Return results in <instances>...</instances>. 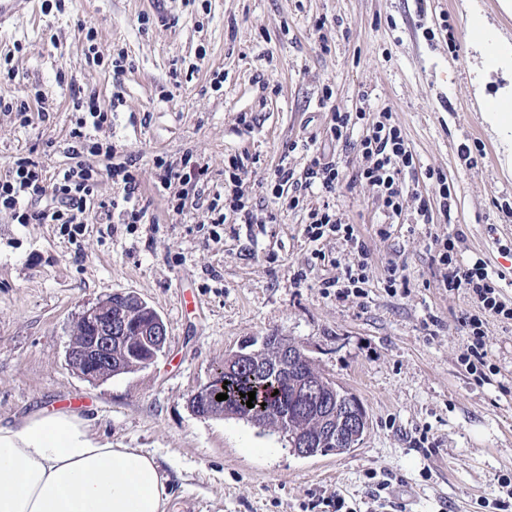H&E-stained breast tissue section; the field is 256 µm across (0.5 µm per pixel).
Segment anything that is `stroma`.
<instances>
[{
  "label": "stroma",
  "instance_id": "1",
  "mask_svg": "<svg viewBox=\"0 0 512 512\" xmlns=\"http://www.w3.org/2000/svg\"><path fill=\"white\" fill-rule=\"evenodd\" d=\"M471 10L512 39L503 0H64L1 28L0 61L11 58L14 74L0 75V97L39 95L53 110L30 112L26 125L0 112V174L19 156L50 176L68 167L80 127L132 159L155 221L132 230L94 208L72 241L57 225L0 211V421L83 401L97 436L154 454L171 512H325L338 495L367 512L371 470L392 475L386 495L397 512H476L478 500L505 498L512 325L489 321L499 373L473 381L459 361V318L473 305L465 290L444 288L434 261V238L463 232L460 261L502 274L512 304V163L471 85ZM78 93L112 105L111 125H89L73 107ZM384 109L415 154L406 182L429 198L431 223L414 213L389 220L376 189L350 183L364 163L365 123L338 141L328 133L333 112ZM310 149L338 163L344 180L275 210L270 173L281 163L302 172ZM189 151L209 177L177 214L154 158ZM236 155L253 159L241 190L256 221L220 225L214 240L200 227ZM437 174L452 195L447 214ZM326 201L368 245L366 297L343 301L323 287L355 261L343 239L304 234L309 210ZM394 263L407 289L392 296ZM115 293L152 306L167 343L149 366L93 383L66 351L82 310ZM271 334L361 400L369 428L354 451L302 458L271 430L191 412L190 396L225 354Z\"/></svg>",
  "mask_w": 512,
  "mask_h": 512
}]
</instances>
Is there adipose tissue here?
<instances>
[{"instance_id":"ef3b65f1","label":"adipose tissue","mask_w":512,"mask_h":512,"mask_svg":"<svg viewBox=\"0 0 512 512\" xmlns=\"http://www.w3.org/2000/svg\"><path fill=\"white\" fill-rule=\"evenodd\" d=\"M467 28L480 56L475 84L504 81L484 118L512 147V42L492 36L477 12ZM170 504L153 455L112 447L77 413L39 410L0 425V512H168Z\"/></svg>"}]
</instances>
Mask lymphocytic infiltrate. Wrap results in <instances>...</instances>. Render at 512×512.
I'll use <instances>...</instances> for the list:
<instances>
[{
    "instance_id": "1",
    "label": "lymphocytic infiltrate",
    "mask_w": 512,
    "mask_h": 512,
    "mask_svg": "<svg viewBox=\"0 0 512 512\" xmlns=\"http://www.w3.org/2000/svg\"><path fill=\"white\" fill-rule=\"evenodd\" d=\"M360 151L366 163L354 179L375 187L389 218L401 217L408 208H415L422 220L430 218V201L413 198L405 184L407 172L416 168L414 155L401 129L392 124L388 113L380 112L371 121L360 142ZM103 154L109 158L107 170L77 163L59 171L53 182L51 200H44L43 183L46 179L43 165L31 157L15 160L0 176V210L11 211L22 224H56L68 238H76L86 230L87 203L94 198V190L101 174H108L122 187L120 196L112 198L107 210L117 213L120 223L149 224L153 217L144 203L138 175L130 161L115 162L116 150L106 146ZM154 163L163 170L161 185L170 189L173 183L199 184L207 181L209 167L185 155L179 163L156 157ZM230 170L224 177V202L211 204L210 221L214 224H248L252 214L237 187L246 165L242 158H232ZM304 233L309 241L317 242L327 236H336L356 249L358 261L346 267L341 285L336 288L340 300L365 297L368 281L369 250L356 225L346 224L329 207L311 210ZM457 237L450 236L435 243V259L444 270L443 284L448 290L465 289L474 305L473 311L462 314L460 322L468 335V343L460 356L462 364L477 382L497 375L498 367L488 355L486 336L489 319L512 322V307L503 300L489 274L486 263L470 266L457 259Z\"/></svg>"
}]
</instances>
